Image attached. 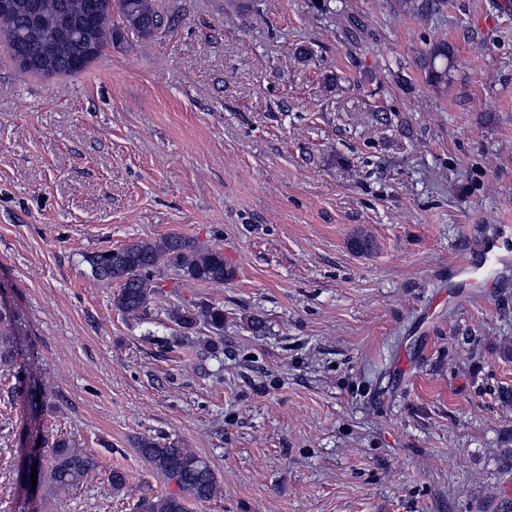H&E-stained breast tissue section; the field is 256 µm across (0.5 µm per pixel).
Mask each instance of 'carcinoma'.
I'll use <instances>...</instances> for the list:
<instances>
[{
	"label": "carcinoma",
	"mask_w": 512,
	"mask_h": 512,
	"mask_svg": "<svg viewBox=\"0 0 512 512\" xmlns=\"http://www.w3.org/2000/svg\"><path fill=\"white\" fill-rule=\"evenodd\" d=\"M445 0H397L400 9L422 18L441 11ZM41 15L56 21L75 22L92 15L85 32L68 41H56L52 29L32 23L18 13L0 12V34L10 33L15 41L8 43L10 56L15 49L35 54L40 64L31 73L39 76H71L84 72L101 60L105 50L133 36L150 40L165 30L164 18L155 0H37ZM453 55L448 43L434 40L426 43L417 59L426 82L438 88L448 85ZM92 275L101 281L115 282L118 292L113 297L115 308L132 319L147 313L154 281L164 269L204 284L220 285L233 277L234 271L224 260L219 248L201 247L181 236L170 235L158 241H136L121 248L96 253L87 258ZM170 319L185 336L199 327L216 335L224 333V308L199 301L178 305ZM12 317L0 311V363L11 365ZM142 457L168 481L177 492L167 495L143 494L135 512H187L186 499L209 502L215 498L218 481L213 469L178 440L162 442L145 436L136 442ZM98 468L95 457L71 441L57 438L52 443V459L48 465L37 464V484H49L57 490H69L83 483Z\"/></svg>",
	"instance_id": "obj_1"
}]
</instances>
